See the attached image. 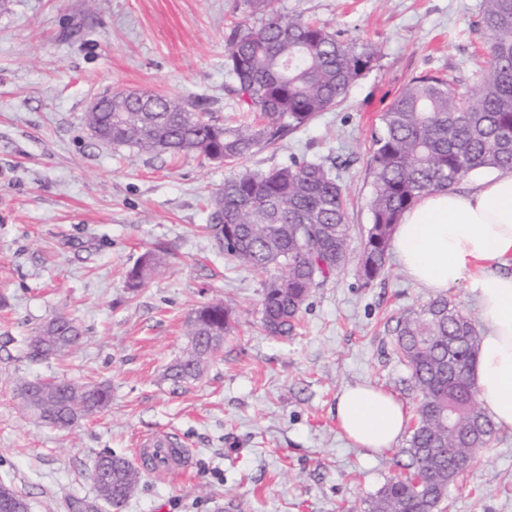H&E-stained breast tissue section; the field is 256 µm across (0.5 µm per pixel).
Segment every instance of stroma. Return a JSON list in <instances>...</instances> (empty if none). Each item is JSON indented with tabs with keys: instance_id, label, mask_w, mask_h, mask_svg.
<instances>
[{
	"instance_id": "stroma-1",
	"label": "stroma",
	"mask_w": 512,
	"mask_h": 512,
	"mask_svg": "<svg viewBox=\"0 0 512 512\" xmlns=\"http://www.w3.org/2000/svg\"><path fill=\"white\" fill-rule=\"evenodd\" d=\"M378 48L371 69L333 110L251 157L330 167L348 190L352 249L371 222L373 128L413 77L474 89L489 60L482 0H278ZM244 0H10L0 9V481L30 512L93 499L99 455L135 459L141 436L163 432L192 452L190 474L148 475L123 507L102 512H362L397 474L396 448H360L339 430L341 390L368 384L412 409L389 331L432 296L389 260L362 286L347 265L302 310L297 335H265V277L225 257L206 230L228 168L191 154H140L94 138L90 103L116 90L207 105L216 120L248 119L224 75ZM161 246L167 264L130 294L125 275ZM223 302L234 321L202 374L173 384L189 348L185 323ZM83 330L62 358H28L32 332L56 316ZM92 381L112 388L100 413L69 430L22 405L19 382ZM447 512H512V431H496L451 487Z\"/></svg>"
}]
</instances>
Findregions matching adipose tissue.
<instances>
[{"instance_id":"ef3b65f1","label":"adipose tissue","mask_w":512,"mask_h":512,"mask_svg":"<svg viewBox=\"0 0 512 512\" xmlns=\"http://www.w3.org/2000/svg\"><path fill=\"white\" fill-rule=\"evenodd\" d=\"M392 248L420 287L468 282L487 323L472 378L497 428L512 431V169L422 197L397 224ZM336 416L345 437L376 451L392 447L409 419L391 394L361 385L343 390Z\"/></svg>"}]
</instances>
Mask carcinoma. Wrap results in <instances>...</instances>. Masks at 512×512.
<instances>
[{"label": "carcinoma", "instance_id": "carcinoma-1", "mask_svg": "<svg viewBox=\"0 0 512 512\" xmlns=\"http://www.w3.org/2000/svg\"><path fill=\"white\" fill-rule=\"evenodd\" d=\"M245 3L253 23L230 31L224 70L253 113L251 123L219 124L204 105L175 96L141 99L116 92L112 111L90 112L87 122L116 148L198 154L232 169L213 196L209 229L230 260L269 274L261 297L262 326L270 336L288 337L296 334L312 293L349 261L346 189L316 160L293 158L268 171L241 162L335 108L371 68L377 49L343 41L300 16H285L276 0ZM482 24L489 34V62L477 98L452 89L439 74H425L406 84L379 116L369 159L371 222L355 269L364 286L384 271L395 226L421 196L448 190L476 170L512 169V0H483ZM166 261V251H146L127 274L129 292L145 287ZM232 321V312L220 302L196 309L186 335L208 336L212 345L194 364H173L170 379L198 378ZM393 336L415 410L406 447L399 450L405 462H396L400 474L366 500L365 512H443L450 488L495 433L470 376L479 331L448 296L437 295L401 314ZM81 338L73 321L51 319L28 338V354L36 360L62 356ZM20 393L30 411L63 429L95 415L112 399L109 386L88 382L27 380ZM99 460L111 466L107 480L94 483V501L67 500L68 512H96L100 500L118 508L137 492L143 479L138 467L112 454Z\"/></svg>", "mask_w": 512, "mask_h": 512}]
</instances>
